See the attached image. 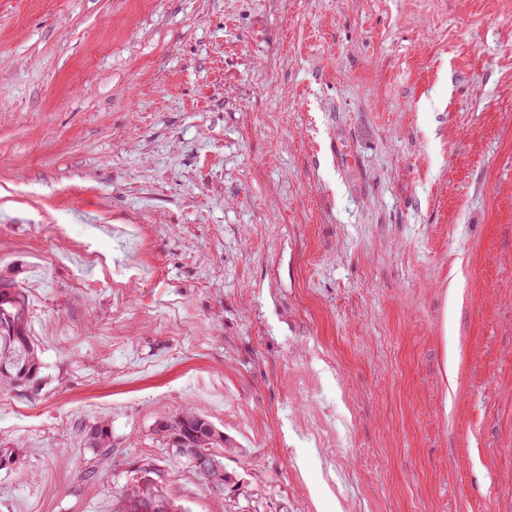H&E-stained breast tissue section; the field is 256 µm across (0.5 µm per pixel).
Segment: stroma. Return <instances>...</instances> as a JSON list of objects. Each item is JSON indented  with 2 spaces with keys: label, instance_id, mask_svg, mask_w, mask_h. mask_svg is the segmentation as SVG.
Here are the masks:
<instances>
[{
  "label": "stroma",
  "instance_id": "obj_1",
  "mask_svg": "<svg viewBox=\"0 0 512 512\" xmlns=\"http://www.w3.org/2000/svg\"><path fill=\"white\" fill-rule=\"evenodd\" d=\"M0 277V512H512V0H0ZM10 289L11 291H9ZM0 288V387H21L41 379L38 349L28 335V308L17 288ZM3 294V299H2ZM168 448H173L176 456L184 459L189 467L202 477L218 494L224 495V491L230 489L233 498H238L239 489L231 477L224 472V434L217 430L213 423L204 415L187 410L178 415L174 420L160 422L156 430ZM182 448H193L194 453L202 457L209 465L206 471H201L183 453ZM226 481V482H225ZM225 482V483H224ZM86 448H92L99 453L103 460L112 456V435L109 423L99 421L83 429ZM170 506H166L165 499L156 497L149 500L140 490H134L127 495V505L122 512H172Z\"/></svg>",
  "mask_w": 512,
  "mask_h": 512
}]
</instances>
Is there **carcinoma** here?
<instances>
[{"label": "carcinoma", "mask_w": 512, "mask_h": 512, "mask_svg": "<svg viewBox=\"0 0 512 512\" xmlns=\"http://www.w3.org/2000/svg\"><path fill=\"white\" fill-rule=\"evenodd\" d=\"M28 308L25 296L17 288L6 290L0 298V387H21L41 379L42 363L38 349L28 335ZM157 434L174 449L176 456L202 477L218 494H224V434L204 415L187 410L171 421L161 422ZM85 445L102 459L112 456L109 423L99 421L83 429ZM191 448L209 465L205 471L190 463L183 449ZM123 512H172L165 499L150 500L138 490L127 495Z\"/></svg>", "instance_id": "obj_1"}]
</instances>
